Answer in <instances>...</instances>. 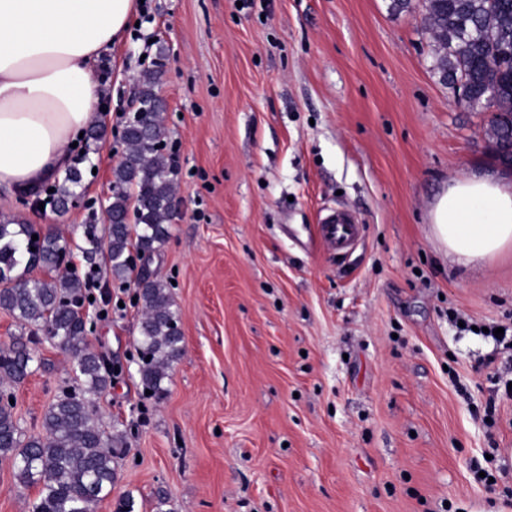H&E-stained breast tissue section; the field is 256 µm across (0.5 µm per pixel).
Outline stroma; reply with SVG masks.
Instances as JSON below:
<instances>
[{
    "label": "stroma",
    "mask_w": 512,
    "mask_h": 512,
    "mask_svg": "<svg viewBox=\"0 0 512 512\" xmlns=\"http://www.w3.org/2000/svg\"><path fill=\"white\" fill-rule=\"evenodd\" d=\"M137 19L97 65L106 139L76 147L85 206L0 186V222L64 238L78 275L96 272L86 343L113 375L87 399L125 453L94 512H512V350L448 319L512 327V249L459 266L430 221L450 182L502 163L488 114L434 69L424 0H146ZM158 65L180 210L149 268L183 329L159 400L137 374L135 277L83 259ZM339 210L362 224L341 253L319 233ZM32 350L12 389L27 435L81 386L53 341ZM488 450L492 486L470 469ZM37 497L0 459V512Z\"/></svg>",
    "instance_id": "stroma-1"
}]
</instances>
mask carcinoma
<instances>
[{"mask_svg": "<svg viewBox=\"0 0 512 512\" xmlns=\"http://www.w3.org/2000/svg\"><path fill=\"white\" fill-rule=\"evenodd\" d=\"M428 30L436 44L437 71L447 72V84H465L470 108L487 106L498 111L491 124L493 141L512 134V0H429ZM163 71L155 69L141 78L138 108L150 116L147 123L126 125L123 161L112 172V195L106 213L109 224L85 228L93 251L106 248L112 276L123 280L130 272L131 250L150 257L165 242L166 224L173 219L174 171L160 144L166 136L156 88ZM81 173L71 169L51 193L57 207L65 209ZM31 224H0V309L33 330H43L58 342L73 361L85 391L97 393L112 379V369L88 351L82 316L69 308L84 304V282L74 271L58 272L57 259L66 250L58 236L46 234L32 240ZM42 265L57 274L49 279H21L23 266ZM142 281V317L139 325V376L143 390L160 397L167 369L182 351V336L173 331L178 322L165 285L149 270ZM34 357L24 343L0 349V387L22 383L31 373ZM45 436L22 437L14 407L0 406V459L13 463L24 486L38 488L33 512H92V507L112 492L117 459L123 454L120 434L107 437L91 412L87 399L66 393L44 414Z\"/></svg>", "mask_w": 512, "mask_h": 512, "instance_id": "1", "label": "carcinoma"}]
</instances>
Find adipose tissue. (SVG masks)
Segmentation results:
<instances>
[{
    "mask_svg": "<svg viewBox=\"0 0 512 512\" xmlns=\"http://www.w3.org/2000/svg\"><path fill=\"white\" fill-rule=\"evenodd\" d=\"M139 0H0V185L31 190L70 161L94 119V66ZM435 239L467 266L512 245V175L453 180L431 211Z\"/></svg>",
    "mask_w": 512,
    "mask_h": 512,
    "instance_id": "obj_1",
    "label": "adipose tissue"
}]
</instances>
